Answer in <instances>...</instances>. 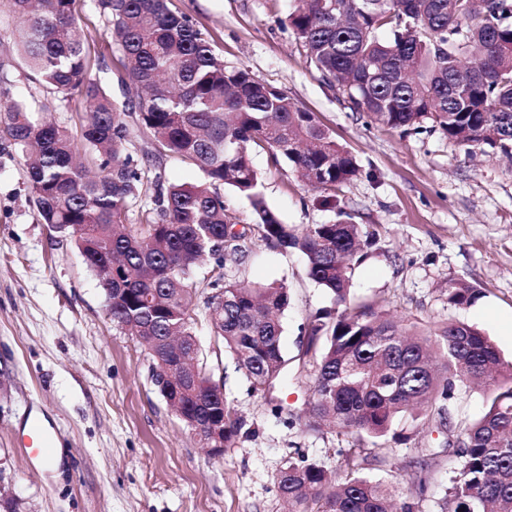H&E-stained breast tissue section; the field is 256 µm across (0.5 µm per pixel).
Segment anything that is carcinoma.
<instances>
[{
	"label": "carcinoma",
	"instance_id": "1",
	"mask_svg": "<svg viewBox=\"0 0 512 512\" xmlns=\"http://www.w3.org/2000/svg\"><path fill=\"white\" fill-rule=\"evenodd\" d=\"M92 2L125 59L124 102L91 74L76 0H7L32 81L48 94H79L89 112L79 127H59L45 118L47 105L0 82V138L23 153L36 149L26 177L40 221L76 237L89 267L112 266V321L151 337L162 357L171 334L198 354L191 273L209 265L207 287L224 292V307L213 310L224 350L258 394L288 381L278 318L287 286L224 279V258L244 255L251 242L246 228L226 232L238 225L218 192L227 185L249 200L261 240L302 253L309 278L342 307L306 326L304 355L315 368L309 416L373 439L371 448L341 449L334 473L289 463L278 487L292 512H418L419 503L396 501L391 486L362 471L386 462V437L408 441L476 386L486 410L455 424L458 471L440 512H512V361L464 321L431 327L412 314L350 303V260L373 235L347 220L283 223L251 162L263 150L326 190L360 174L351 153L283 91L226 66L167 0ZM287 20L322 77L379 124L409 134L429 124L460 147L512 156V0H298ZM136 131L151 137L153 157L176 155L206 179L157 183L154 207L128 224V203L144 179L130 151ZM478 295L457 282L448 305L464 308ZM191 370L195 383H177L172 409L193 434L224 419L227 448L244 421L203 368Z\"/></svg>",
	"mask_w": 512,
	"mask_h": 512
}]
</instances>
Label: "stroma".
I'll list each match as a JSON object with an SVG mask.
<instances>
[{
    "label": "stroma",
    "mask_w": 512,
    "mask_h": 512,
    "mask_svg": "<svg viewBox=\"0 0 512 512\" xmlns=\"http://www.w3.org/2000/svg\"><path fill=\"white\" fill-rule=\"evenodd\" d=\"M188 16L227 66L249 70L314 113L361 169L333 200L288 166L257 150L252 162L267 205L287 224L350 220L377 243L353 269L350 297L436 326L456 318L477 326L512 360V162L486 146L463 149L440 131L405 134L355 111L310 64L286 18L295 0H168ZM85 52L97 79L122 99V54L86 0L78 4ZM14 24L0 16V77L28 86ZM21 153L0 140V512H287L278 476L288 463L335 469L337 451L358 448L357 435L307 426L313 378L302 353L304 327L334 309L311 281L303 255L253 239L246 255L226 261L224 277L252 285L286 283L282 345L288 385L254 393L225 353L208 317L206 268L193 273L190 306L199 363L245 421L235 444L211 455L167 406L150 378L145 347L116 323L96 274L73 236L51 237L29 201ZM143 190L128 208L140 223L156 181L196 183L202 171L175 156L148 161ZM465 281L481 292L463 309L446 289ZM39 417L61 455L56 468L25 449L28 423ZM447 426L432 422L397 446L389 463L366 469L394 481L398 469L424 461L428 481L420 512H437L457 472ZM438 454L426 458V449Z\"/></svg>",
    "instance_id": "35a3bbf8"
}]
</instances>
